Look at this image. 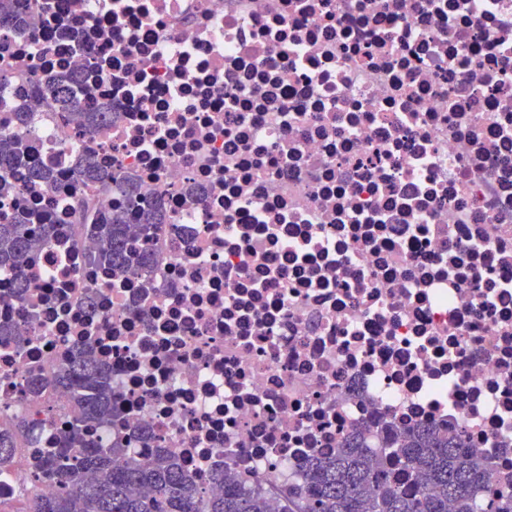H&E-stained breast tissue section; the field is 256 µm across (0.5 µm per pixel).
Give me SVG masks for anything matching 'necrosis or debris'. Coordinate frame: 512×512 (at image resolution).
Wrapping results in <instances>:
<instances>
[{
    "mask_svg": "<svg viewBox=\"0 0 512 512\" xmlns=\"http://www.w3.org/2000/svg\"><path fill=\"white\" fill-rule=\"evenodd\" d=\"M56 2L0 31V123L28 113L56 174L0 197L55 219L24 301L0 274L18 453L67 427L45 407L82 353L112 373L118 464L162 447L291 483L358 425L426 421L512 479V0ZM86 153L107 188L76 182ZM130 182L170 221L121 275L76 210L107 218Z\"/></svg>",
    "mask_w": 512,
    "mask_h": 512,
    "instance_id": "necrosis-or-debris-1",
    "label": "necrosis or debris"
}]
</instances>
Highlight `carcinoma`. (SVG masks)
Returning <instances> with one entry per match:
<instances>
[{"label":"carcinoma","instance_id":"1","mask_svg":"<svg viewBox=\"0 0 512 512\" xmlns=\"http://www.w3.org/2000/svg\"><path fill=\"white\" fill-rule=\"evenodd\" d=\"M21 23L15 0H0V29ZM53 93L60 110L74 105L69 79L58 81ZM19 169L27 171L31 182L55 180L51 168L30 164L21 137L0 128V195L12 188ZM78 177L94 184L114 179L89 155L80 159ZM125 196L126 210L84 225L96 243L87 262L135 274L146 270L152 257L133 243L127 215L136 216L139 237L145 239L169 217L160 203L134 186L126 187ZM36 225L50 236V211L34 215L21 209L0 222V269L11 270L17 297L32 288L25 270L36 245ZM54 388L76 416L53 447L39 448L30 457L33 491L26 512H270L271 495L280 500L279 512H512V481L497 492L487 489V464L461 428L428 422L363 424L344 436L336 452L309 459L296 485H265L258 478L247 486L219 473L212 482L220 490L210 493L163 448L132 456L121 466L112 464L120 444L93 434L112 423L114 414L111 372L105 366L76 356L58 370ZM26 422L25 414H17L0 430V474L17 463L16 436ZM43 482L54 491L41 493L38 484Z\"/></svg>","mask_w":512,"mask_h":512}]
</instances>
